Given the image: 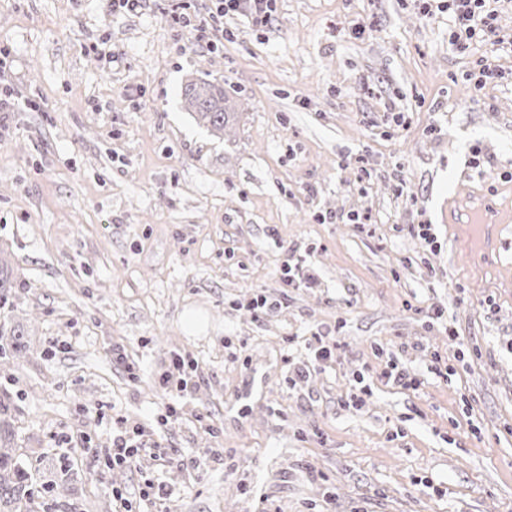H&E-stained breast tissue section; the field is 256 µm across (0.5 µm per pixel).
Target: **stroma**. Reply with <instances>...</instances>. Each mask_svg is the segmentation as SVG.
<instances>
[{
    "label": "stroma",
    "instance_id": "1",
    "mask_svg": "<svg viewBox=\"0 0 512 512\" xmlns=\"http://www.w3.org/2000/svg\"><path fill=\"white\" fill-rule=\"evenodd\" d=\"M274 7L270 28L225 16L209 51L167 17L210 0H0L20 102L0 115V316L25 345L0 398L27 464L72 472L38 512H512V265L448 236L458 191L512 198V79L468 81L478 64L512 72V50L458 54L447 12L421 0ZM199 77L237 104L224 136L182 104ZM286 261L308 286L284 285ZM259 294L278 308L249 309ZM318 330L340 349L290 384ZM429 348L457 375L429 373ZM171 353L201 379L164 423ZM389 355L424 386L382 382ZM117 416L172 455L109 470Z\"/></svg>",
    "mask_w": 512,
    "mask_h": 512
}]
</instances>
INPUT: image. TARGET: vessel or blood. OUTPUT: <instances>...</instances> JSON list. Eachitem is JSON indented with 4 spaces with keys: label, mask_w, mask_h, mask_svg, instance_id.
<instances>
[{
    "label": "vessel or blood",
    "mask_w": 512,
    "mask_h": 512,
    "mask_svg": "<svg viewBox=\"0 0 512 512\" xmlns=\"http://www.w3.org/2000/svg\"><path fill=\"white\" fill-rule=\"evenodd\" d=\"M454 238L478 235L481 241L480 259L496 256L501 245L502 213L485 201L481 194L469 191L453 200L448 220Z\"/></svg>",
    "instance_id": "obj_1"
}]
</instances>
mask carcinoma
Masks as SVG:
<instances>
[{"label": "carcinoma", "mask_w": 512, "mask_h": 512, "mask_svg": "<svg viewBox=\"0 0 512 512\" xmlns=\"http://www.w3.org/2000/svg\"><path fill=\"white\" fill-rule=\"evenodd\" d=\"M184 107L198 124L221 135L236 117L232 101L224 88L209 80H190L182 91ZM21 333L0 324V359L10 360L21 353ZM9 404L0 401V512H35L34 474L17 454L15 432ZM70 470H60L56 480L41 482V488L57 498L70 481Z\"/></svg>", "instance_id": "1"}]
</instances>
